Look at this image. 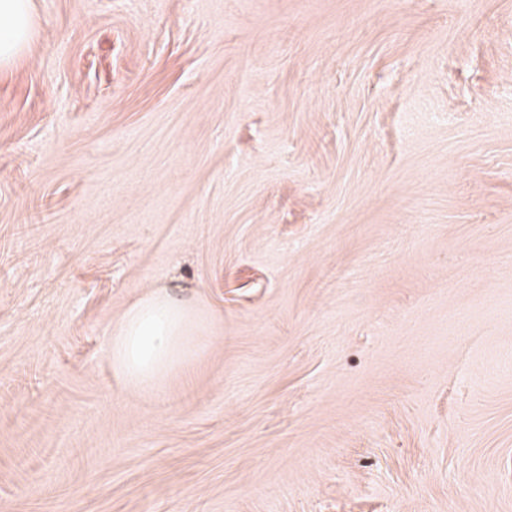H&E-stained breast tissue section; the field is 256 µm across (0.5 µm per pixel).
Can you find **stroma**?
I'll return each instance as SVG.
<instances>
[{"mask_svg": "<svg viewBox=\"0 0 512 512\" xmlns=\"http://www.w3.org/2000/svg\"><path fill=\"white\" fill-rule=\"evenodd\" d=\"M33 4L0 512H512V0ZM175 285L203 354L126 392ZM189 316L176 293L149 294L128 308L109 340L113 371L125 386L156 389L202 352L201 341L189 334Z\"/></svg>", "mask_w": 512, "mask_h": 512, "instance_id": "35a3bbf8", "label": "stroma"}]
</instances>
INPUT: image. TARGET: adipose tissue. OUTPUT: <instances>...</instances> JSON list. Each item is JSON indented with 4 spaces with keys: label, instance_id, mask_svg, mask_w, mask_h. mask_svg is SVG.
<instances>
[{
    "label": "adipose tissue",
    "instance_id": "ef3b65f1",
    "mask_svg": "<svg viewBox=\"0 0 512 512\" xmlns=\"http://www.w3.org/2000/svg\"><path fill=\"white\" fill-rule=\"evenodd\" d=\"M36 28L32 0H0V68L28 49ZM190 309L177 294H149L124 313L109 340L112 368L125 386L160 387L203 350L189 334Z\"/></svg>",
    "mask_w": 512,
    "mask_h": 512
}]
</instances>
